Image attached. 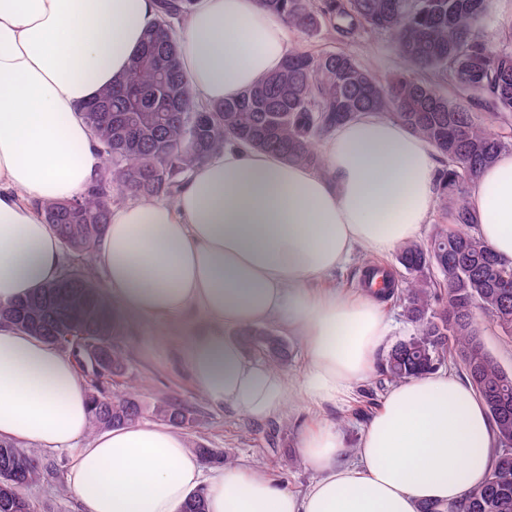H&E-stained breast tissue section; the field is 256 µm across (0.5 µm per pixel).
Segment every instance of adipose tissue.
<instances>
[{
    "instance_id": "1",
    "label": "adipose tissue",
    "mask_w": 512,
    "mask_h": 512,
    "mask_svg": "<svg viewBox=\"0 0 512 512\" xmlns=\"http://www.w3.org/2000/svg\"><path fill=\"white\" fill-rule=\"evenodd\" d=\"M156 17L155 0H0V304L59 278L61 243L35 208L72 198L104 159L80 107L121 78ZM182 66L197 103L239 96L278 71L283 18L257 0H195ZM325 172L228 145L173 202L113 208L97 243L105 300L147 317H199L190 375L212 406L255 419L291 404L349 396L391 331L374 295L321 288L354 253L416 239L436 201L429 145L369 112L324 139ZM479 236L512 260V152L467 195ZM279 322L299 337L300 379L250 359L237 329ZM91 402L72 358L0 325V439L71 454L83 512H180L203 491L207 512H418L482 483L497 441L480 397L453 373L394 386L355 449L322 425L300 438L316 474L303 495L244 465L209 466L183 432L130 424L90 434Z\"/></svg>"
}]
</instances>
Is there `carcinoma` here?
Returning a JSON list of instances; mask_svg holds the SVG:
<instances>
[{"label": "carcinoma", "mask_w": 512, "mask_h": 512, "mask_svg": "<svg viewBox=\"0 0 512 512\" xmlns=\"http://www.w3.org/2000/svg\"><path fill=\"white\" fill-rule=\"evenodd\" d=\"M195 0H156L157 18L126 74L82 107L107 166L88 191L38 207L72 253L92 250L109 223L113 193L133 199L173 200L181 182L227 142L277 154L286 163L325 171L319 143L340 124L368 111L386 113L423 138L445 163L438 207L451 222L424 241L399 248L401 272L383 274L382 299L398 298L416 333L397 342L382 372L400 382L451 363L481 397L500 450L478 486L448 504L452 512H512V372L485 349L482 326L512 343V262L499 257L475 232L467 205L471 185L512 143L491 127L512 112V47L481 35L491 9L483 0H258L304 36L328 26L350 41L378 30L394 34L402 71L373 75L343 52L317 55L288 50L281 68L237 98L197 106L181 67L174 21ZM429 71L450 81L460 96L439 94L417 78ZM485 110L480 116L474 109ZM0 324L71 353L84 374L92 406L91 431L133 424L144 410L130 376L132 342L103 302L94 275L67 270L29 297L0 306ZM243 349L285 371L292 343L272 328L239 329ZM158 421L192 430L196 406L164 398L152 410ZM195 452L209 464L230 458L215 448ZM42 483L68 494L63 470L43 452L0 440V512H39L24 489Z\"/></svg>", "instance_id": "1"}]
</instances>
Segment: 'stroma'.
Returning a JSON list of instances; mask_svg holds the SVG:
<instances>
[{
  "label": "stroma",
  "instance_id": "obj_1",
  "mask_svg": "<svg viewBox=\"0 0 512 512\" xmlns=\"http://www.w3.org/2000/svg\"><path fill=\"white\" fill-rule=\"evenodd\" d=\"M290 47L312 54L344 51L352 54L376 76L386 77L401 70L394 38L386 32H372L352 41H341L328 30L305 37L289 33ZM116 315L133 340L131 371L135 391L146 409L144 422H152L151 409L161 398L173 396L194 402L199 391L186 365L193 336L203 327L194 317L146 318L117 308ZM357 399L324 407L292 405L285 415L256 420L228 408L204 405L198 425L188 435L189 447L219 448L235 463L266 471L291 489L305 490L315 479L307 466L284 472L279 460L288 453L299 454V439L311 422L336 425L348 447H356L366 417L357 413Z\"/></svg>",
  "mask_w": 512,
  "mask_h": 512
}]
</instances>
